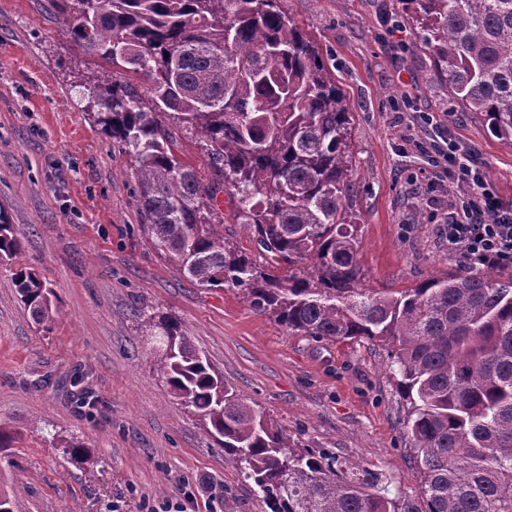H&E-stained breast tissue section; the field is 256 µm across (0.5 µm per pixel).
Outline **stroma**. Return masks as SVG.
Listing matches in <instances>:
<instances>
[{
  "label": "stroma",
  "instance_id": "35a3bbf8",
  "mask_svg": "<svg viewBox=\"0 0 512 512\" xmlns=\"http://www.w3.org/2000/svg\"><path fill=\"white\" fill-rule=\"evenodd\" d=\"M317 41L354 113L352 212L363 287L404 289L479 263L441 232L463 189L438 148L472 156L488 190L512 205V146L483 117L455 112L432 53L400 0H280ZM48 0H0V206L22 235L18 264L51 286L57 315L35 324L0 265V493L12 512H144L183 489L206 512H267L253 484L166 387L137 312L184 323L190 343L292 439L387 475L420 494L407 406L383 345L288 335L232 288H202L142 236L130 153L85 112L92 75ZM88 391L95 404L79 403ZM83 446L87 463L69 445ZM98 474L88 482L85 466Z\"/></svg>",
  "mask_w": 512,
  "mask_h": 512
}]
</instances>
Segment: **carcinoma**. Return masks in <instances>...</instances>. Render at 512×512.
<instances>
[{
	"label": "carcinoma",
	"mask_w": 512,
	"mask_h": 512,
	"mask_svg": "<svg viewBox=\"0 0 512 512\" xmlns=\"http://www.w3.org/2000/svg\"><path fill=\"white\" fill-rule=\"evenodd\" d=\"M280 0H49L101 76L86 110L130 148L140 231L203 288H234L288 334L381 342L409 404L420 506L330 448L294 442L190 344L182 321L139 310L169 390L235 460L269 512H512V274L461 270L414 288L361 287L349 206L353 112L317 42ZM457 107L512 146V0H400ZM145 83L138 92L130 79ZM197 141L209 182L179 156ZM225 194L259 257L224 241ZM22 248L0 211V263ZM13 285L50 326L53 291Z\"/></svg>",
	"instance_id": "1"
}]
</instances>
